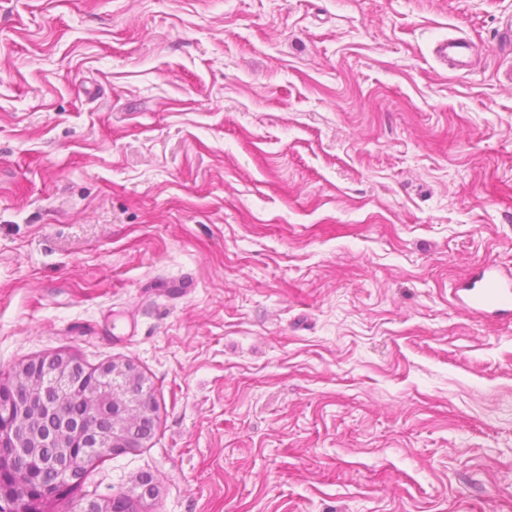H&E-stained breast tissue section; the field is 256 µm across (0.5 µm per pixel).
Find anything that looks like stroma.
<instances>
[{
	"label": "stroma",
	"mask_w": 512,
	"mask_h": 512,
	"mask_svg": "<svg viewBox=\"0 0 512 512\" xmlns=\"http://www.w3.org/2000/svg\"><path fill=\"white\" fill-rule=\"evenodd\" d=\"M512 0H0V375L132 360L147 512H512ZM474 45L453 71L437 40ZM512 281L496 273L490 265L476 269L464 291L465 296L456 295L461 308L477 317L490 312L510 314L512 303Z\"/></svg>",
	"instance_id": "35a3bbf8"
}]
</instances>
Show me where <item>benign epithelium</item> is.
I'll list each match as a JSON object with an SVG mask.
<instances>
[{
	"label": "benign epithelium",
	"instance_id": "obj_1",
	"mask_svg": "<svg viewBox=\"0 0 512 512\" xmlns=\"http://www.w3.org/2000/svg\"><path fill=\"white\" fill-rule=\"evenodd\" d=\"M85 390L89 418L59 422L66 399ZM156 407L145 380L131 361L105 362L93 370L69 352H56L20 363L11 379L0 380V505L7 512H28V503L51 499L81 482L93 451L134 452L148 442L112 433L123 419H149ZM55 448V481L42 484L33 463L40 449ZM73 512H119L118 498L79 502Z\"/></svg>",
	"mask_w": 512,
	"mask_h": 512
}]
</instances>
